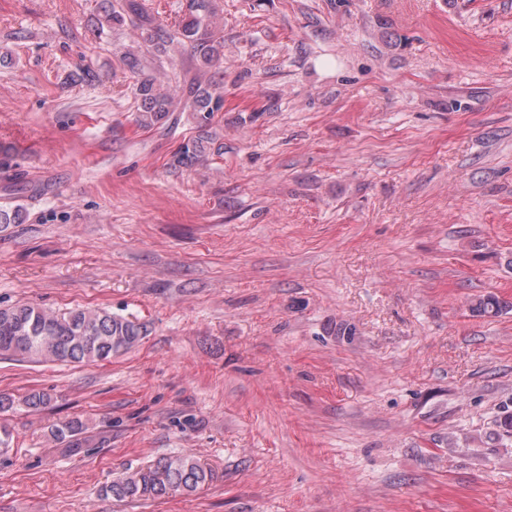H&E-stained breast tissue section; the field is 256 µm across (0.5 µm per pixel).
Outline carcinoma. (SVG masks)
I'll return each instance as SVG.
<instances>
[{"label": "carcinoma", "instance_id": "cac0c4a2", "mask_svg": "<svg viewBox=\"0 0 512 512\" xmlns=\"http://www.w3.org/2000/svg\"><path fill=\"white\" fill-rule=\"evenodd\" d=\"M216 0H186L185 20L169 29L156 23L155 15L141 0H117L98 23L114 29L130 25L140 31L147 49L157 56L164 55L173 44L187 46L198 70L206 71L220 61L224 42L216 25ZM123 60L137 73L134 84L141 126L167 125L180 122L177 113L193 112L198 135L185 143L175 155V162L191 165L209 149L214 113L224 107L223 86L203 82L198 77L185 79L175 89H163L155 79L141 70V60L125 53ZM145 336L144 325L112 314L104 309L73 308L58 314L30 305L0 308V355L20 357L35 362H103L126 352ZM49 402L47 394L32 390L21 403L38 410ZM52 432L59 439L72 438L84 432L79 420L56 425ZM213 473L190 455L163 458L131 474L113 478L103 488V494L123 502L128 500H160L176 495H191L208 484Z\"/></svg>", "mask_w": 512, "mask_h": 512}]
</instances>
